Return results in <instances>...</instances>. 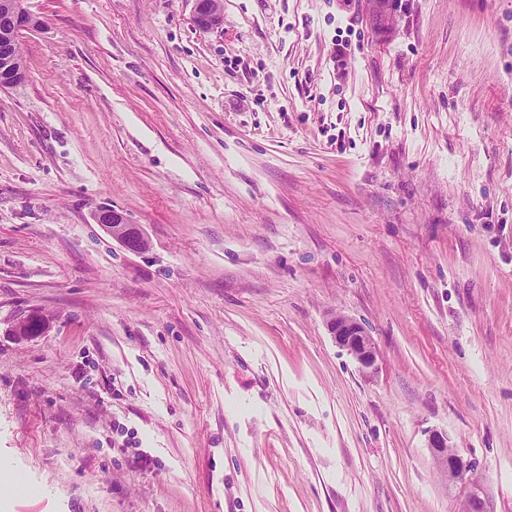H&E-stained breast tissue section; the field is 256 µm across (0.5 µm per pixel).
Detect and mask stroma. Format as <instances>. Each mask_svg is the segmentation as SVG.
Masks as SVG:
<instances>
[{"label": "stroma", "instance_id": "stroma-1", "mask_svg": "<svg viewBox=\"0 0 512 512\" xmlns=\"http://www.w3.org/2000/svg\"><path fill=\"white\" fill-rule=\"evenodd\" d=\"M27 6L6 512H463L435 429L512 512V0H223L209 31L190 0ZM95 219L112 239L120 242L129 251L139 253L145 248V239L139 228L135 224H129L121 213L102 207L97 211ZM329 329L337 345L347 350L365 370L372 369L377 351L372 337L355 320L336 315L329 322Z\"/></svg>", "mask_w": 512, "mask_h": 512}]
</instances>
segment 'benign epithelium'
Returning <instances> with one entry per match:
<instances>
[{
  "label": "benign epithelium",
  "instance_id": "1",
  "mask_svg": "<svg viewBox=\"0 0 512 512\" xmlns=\"http://www.w3.org/2000/svg\"><path fill=\"white\" fill-rule=\"evenodd\" d=\"M193 21L202 30H211L221 24L219 0H192ZM38 16L27 7V0H0V89L15 87L26 79V73L13 65V48L25 32L36 30ZM96 222L128 250L139 253L145 248V239L139 228L128 223L119 212L108 207L100 208ZM329 329L337 345L347 350L361 368L375 366L377 351L372 337L355 320L338 315L329 322ZM428 448L444 468L448 482L466 480L470 490L465 500L464 512H494L480 480L474 476L473 463L452 449L448 432L432 430L428 436Z\"/></svg>",
  "mask_w": 512,
  "mask_h": 512
}]
</instances>
